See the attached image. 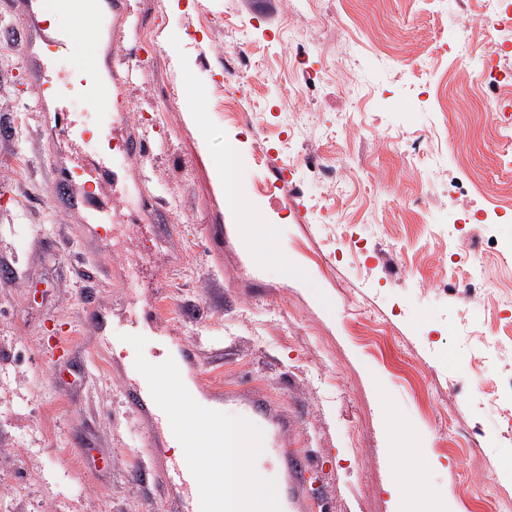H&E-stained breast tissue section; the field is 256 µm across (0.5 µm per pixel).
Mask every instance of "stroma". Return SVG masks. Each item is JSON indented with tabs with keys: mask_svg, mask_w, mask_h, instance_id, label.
<instances>
[{
	"mask_svg": "<svg viewBox=\"0 0 512 512\" xmlns=\"http://www.w3.org/2000/svg\"><path fill=\"white\" fill-rule=\"evenodd\" d=\"M30 8L0 0V512H57L61 493L74 512H169L137 478L140 458L168 456L164 435L123 421L132 369L114 352L148 302L196 347L186 379L203 405L248 388L287 416L289 452L315 466L306 512H397L392 474L413 469L423 512H478L488 496L512 512V432L478 397L512 356L475 363L512 306L465 308L443 284L458 262L512 289V217L448 226L452 182L469 209L512 214V100L487 112L472 79L512 57L482 0H115L128 62L108 83L125 136L149 132L152 153L120 175L139 201L115 229L86 223L55 183L81 148L48 135L53 107L23 50ZM242 55L248 139L216 97ZM230 154L241 208L217 179ZM261 179L278 191L256 194ZM462 236L485 244L457 255ZM312 252L338 259L322 270ZM144 255L134 296L120 272ZM81 260L98 286L74 279ZM62 328L69 352L47 363L39 344Z\"/></svg>",
	"mask_w": 512,
	"mask_h": 512,
	"instance_id": "1",
	"label": "stroma"
}]
</instances>
